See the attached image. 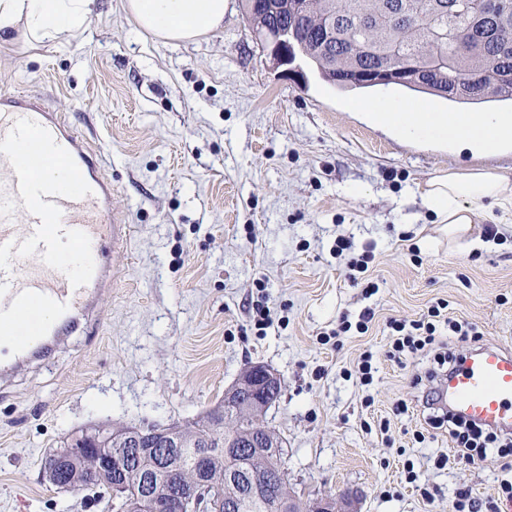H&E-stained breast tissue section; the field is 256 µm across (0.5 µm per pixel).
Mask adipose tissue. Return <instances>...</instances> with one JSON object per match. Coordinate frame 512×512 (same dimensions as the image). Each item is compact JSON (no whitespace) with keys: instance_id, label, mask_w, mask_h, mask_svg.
Instances as JSON below:
<instances>
[{"instance_id":"ef3b65f1","label":"adipose tissue","mask_w":512,"mask_h":512,"mask_svg":"<svg viewBox=\"0 0 512 512\" xmlns=\"http://www.w3.org/2000/svg\"><path fill=\"white\" fill-rule=\"evenodd\" d=\"M95 5L96 0H0V44L13 42L20 29L35 40L59 43L87 23ZM123 9L140 28L170 42L192 41L224 21V0H123ZM370 117L425 145L449 142L496 153L512 142V115L498 112L462 116L389 99L377 103ZM421 200L441 223L462 230L484 202L512 203V180L486 169L451 170L431 178Z\"/></svg>"}]
</instances>
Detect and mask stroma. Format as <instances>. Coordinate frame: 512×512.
<instances>
[{"label":"stroma","mask_w":512,"mask_h":512,"mask_svg":"<svg viewBox=\"0 0 512 512\" xmlns=\"http://www.w3.org/2000/svg\"><path fill=\"white\" fill-rule=\"evenodd\" d=\"M122 3L98 0L63 43L0 46V95L26 91L67 114L134 227L115 257L122 278L87 326L51 363L0 376V512H103L44 477L53 450L97 424L195 421L257 363L282 377L263 422L283 441L299 500L343 493L358 512H449L464 487L504 512L497 452L436 468L454 443L429 429L412 385L430 362L386 352L388 321L419 318L439 299L479 326L481 344L512 350V207L484 204L452 234L419 196L448 169L512 179V149L423 146L361 109L388 96L462 115L481 106L394 86L342 90L300 56L275 66L242 0H226L223 24L185 43L136 29ZM339 237L370 252L374 295L333 254ZM259 304L274 316L261 335ZM367 308V333L326 341ZM368 351L376 373L364 387L351 373ZM400 400L407 414H394Z\"/></svg>","instance_id":"1"}]
</instances>
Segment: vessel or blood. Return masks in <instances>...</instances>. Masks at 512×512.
<instances>
[{
    "label": "vessel or blood",
    "instance_id": "vessel-or-blood-1",
    "mask_svg": "<svg viewBox=\"0 0 512 512\" xmlns=\"http://www.w3.org/2000/svg\"><path fill=\"white\" fill-rule=\"evenodd\" d=\"M36 143L44 162L19 163ZM131 225L112 214L99 155L59 112L30 95H0V343L15 365L37 361L79 327L114 287L112 256ZM450 418L512 435V351L485 345L436 380Z\"/></svg>",
    "mask_w": 512,
    "mask_h": 512
}]
</instances>
